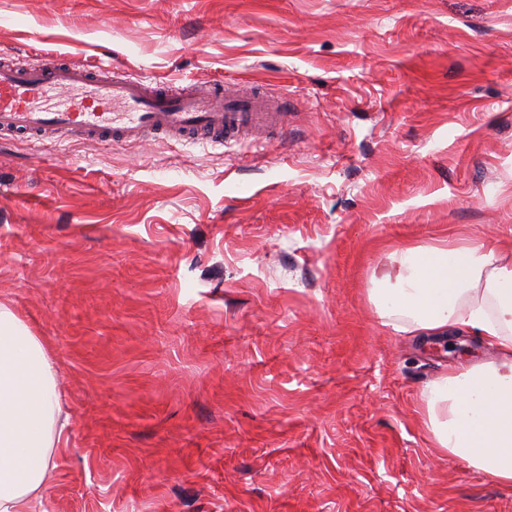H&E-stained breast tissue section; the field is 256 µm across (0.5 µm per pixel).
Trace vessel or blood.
<instances>
[{"mask_svg": "<svg viewBox=\"0 0 512 512\" xmlns=\"http://www.w3.org/2000/svg\"><path fill=\"white\" fill-rule=\"evenodd\" d=\"M83 90L74 103L70 95ZM59 96L53 109L37 107L46 92ZM251 127L270 134L288 128V105L249 87L221 93L210 85L172 94L102 70L48 61L25 70L0 65V133L35 140L128 143L149 137L237 138Z\"/></svg>", "mask_w": 512, "mask_h": 512, "instance_id": "vessel-or-blood-1", "label": "vessel or blood"}]
</instances>
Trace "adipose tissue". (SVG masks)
<instances>
[{
  "label": "adipose tissue",
  "mask_w": 512,
  "mask_h": 512,
  "mask_svg": "<svg viewBox=\"0 0 512 512\" xmlns=\"http://www.w3.org/2000/svg\"><path fill=\"white\" fill-rule=\"evenodd\" d=\"M501 242L455 238L382 254L370 275L379 317L410 335L476 333L494 359L448 371L421 393L434 448L512 487V266ZM69 424L49 350L0 302V512H31Z\"/></svg>",
  "instance_id": "obj_1"
}]
</instances>
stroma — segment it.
<instances>
[{
  "label": "stroma",
  "instance_id": "obj_1",
  "mask_svg": "<svg viewBox=\"0 0 512 512\" xmlns=\"http://www.w3.org/2000/svg\"><path fill=\"white\" fill-rule=\"evenodd\" d=\"M257 86L286 134L0 135V299L70 423L34 512H512L420 404L484 341L383 325L387 250L512 242V0H0V58Z\"/></svg>",
  "mask_w": 512,
  "mask_h": 512
}]
</instances>
